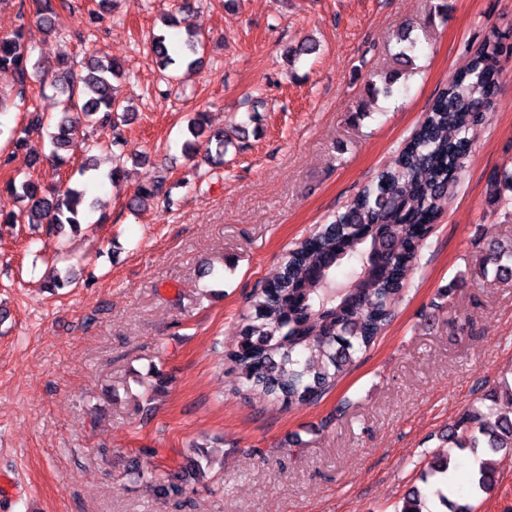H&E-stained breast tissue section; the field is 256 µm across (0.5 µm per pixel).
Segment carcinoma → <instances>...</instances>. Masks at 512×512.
<instances>
[{
	"mask_svg": "<svg viewBox=\"0 0 512 512\" xmlns=\"http://www.w3.org/2000/svg\"><path fill=\"white\" fill-rule=\"evenodd\" d=\"M36 22L48 32L61 30L62 21L52 0H38ZM183 25L180 44L171 46L165 35L154 38L152 51L160 70L191 69L202 63V32L189 19L173 18L166 26ZM25 25L10 37L0 38V79L12 82L18 97L26 96L28 82H43L39 61L24 41ZM508 37L491 30L472 55L466 70L452 76L442 88L424 120L403 149L329 223L294 242L277 276L250 296V314L240 325L236 342L224 359L241 378L242 386L258 401L304 405L316 401L336 384L387 329L392 306L404 293L407 273L418 259V249L442 212L448 191L463 166L471 135L486 113L493 110L500 82V57ZM120 73L117 62L105 55H90L79 71L58 61L54 84L65 98L51 133V157L64 161L74 149L71 128L81 123L112 132V144H122L120 125L129 106L116 95L112 79ZM193 140L185 154L194 158L205 145L204 160L224 163L233 144L222 130L208 126L206 113L189 119ZM4 190L22 207L0 213V224H43L46 234L59 235L78 227L85 218L84 191L67 184L45 192L30 177L11 178ZM164 181L137 189L130 209L154 201H167ZM353 257L359 269L345 284H338L334 269ZM488 264L494 278H512V243L493 241ZM72 285L69 273L54 267L43 287L53 293ZM502 400L512 406V380H503L488 394L490 404L472 403L443 437L448 455L427 463L422 479L430 494L452 512H472L466 504L451 501L453 485L448 475L451 452L480 446L512 457V414L502 411ZM497 485V472L487 461L475 459L471 494H488ZM394 512H430L416 491L404 497Z\"/></svg>",
	"mask_w": 512,
	"mask_h": 512,
	"instance_id": "carcinoma-1",
	"label": "carcinoma"
}]
</instances>
